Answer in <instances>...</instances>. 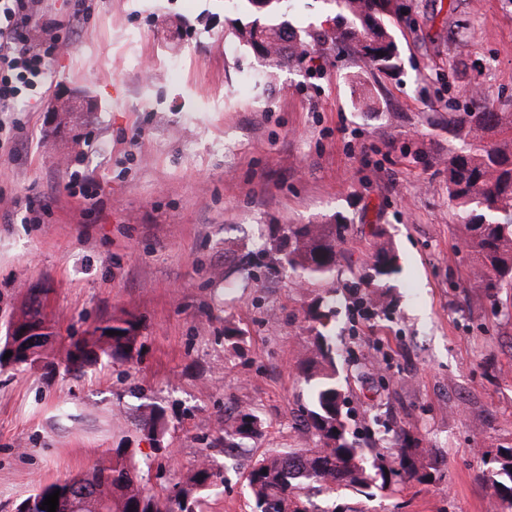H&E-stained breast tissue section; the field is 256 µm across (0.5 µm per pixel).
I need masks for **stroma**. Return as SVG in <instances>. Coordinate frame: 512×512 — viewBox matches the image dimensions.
Listing matches in <instances>:
<instances>
[{
    "mask_svg": "<svg viewBox=\"0 0 512 512\" xmlns=\"http://www.w3.org/2000/svg\"><path fill=\"white\" fill-rule=\"evenodd\" d=\"M86 4L69 49L47 63L48 96L26 92L16 130L0 132V341L41 289L57 365L0 370V512L37 482L85 474L108 448L135 449L148 488L172 490L217 419L242 407L263 435L227 458L198 510L252 512L246 456L314 444L295 418L315 290L262 271L232 293L224 276L255 264L269 225L338 215L350 425L367 449L377 422L409 429L436 480L342 489L337 512H502L486 475L512 448V288L493 304L471 278L446 167L464 147L448 115L468 110L469 88L512 113V0H411L393 21L400 72L314 51L258 86L224 0ZM66 91L92 109L61 127L50 107ZM29 205L38 223L24 222ZM380 238L401 262L387 308L363 303L358 279ZM127 315L139 357L64 372L72 341ZM228 322L240 351L224 342ZM152 403L168 421L165 457L137 431Z\"/></svg>",
    "mask_w": 512,
    "mask_h": 512,
    "instance_id": "35a3bbf8",
    "label": "stroma"
}]
</instances>
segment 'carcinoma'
I'll list each match as a JSON object with an SVG mask.
<instances>
[{
    "mask_svg": "<svg viewBox=\"0 0 512 512\" xmlns=\"http://www.w3.org/2000/svg\"><path fill=\"white\" fill-rule=\"evenodd\" d=\"M285 0H236V7L254 18L234 28V36L251 49L263 70L252 74L255 80L304 60L313 49H348L365 64L386 73L401 68V59L391 27V18L402 9L399 0H328L338 12L334 25L300 37L284 20L281 4ZM471 108L448 117V130L466 140V148L448 155V199L464 223L463 249L471 262L475 283L485 290L490 301L497 300L502 288H512V113L496 112L487 95L475 91ZM498 131L500 138L489 137ZM348 224L336 220L324 224H272L260 237L256 256L270 257L267 269L287 273L299 282L318 288L305 309V329L313 335L311 346L299 360L297 370L307 389L308 402L300 424L310 433L312 448L272 449L249 461L247 487L253 512H319L314 498L327 499L336 491L362 490L380 481L384 490L395 483H431L430 465L425 461L416 438L407 430L386 428L382 440L393 452H377L367 462L357 438L347 425L346 396L337 380L336 337L332 322L336 317V281L342 274L344 256L339 244ZM400 272L398 256L386 241L376 245L372 263L361 275L372 291L367 302L386 307L392 300L393 278ZM115 331L112 336L95 332ZM140 326L129 316L98 324L83 340L71 343L66 369L80 373L102 357L128 362L139 355ZM0 368L32 367L39 363L53 366L48 351H29L21 341L4 358ZM223 435L213 447L222 453L238 450L262 436L259 417L241 409L230 422L218 424ZM167 430L162 407L153 405L139 424L138 431L160 443ZM133 448H108L96 459L87 477L57 479L38 483L34 493L23 500L28 512L41 509L45 497L60 491L56 512H197L198 491L224 480V465L207 453L173 495L160 496L150 491L140 475ZM85 499L78 510L72 498ZM490 488L501 505L512 509V449L502 455L498 468L488 477Z\"/></svg>",
    "mask_w": 512,
    "mask_h": 512,
    "instance_id": "1",
    "label": "carcinoma"
}]
</instances>
